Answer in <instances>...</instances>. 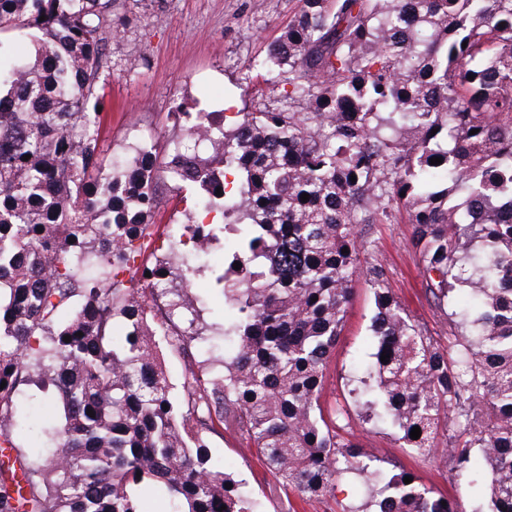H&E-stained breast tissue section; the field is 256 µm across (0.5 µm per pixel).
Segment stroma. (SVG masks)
<instances>
[{
    "instance_id": "obj_1",
    "label": "stroma",
    "mask_w": 512,
    "mask_h": 512,
    "mask_svg": "<svg viewBox=\"0 0 512 512\" xmlns=\"http://www.w3.org/2000/svg\"><path fill=\"white\" fill-rule=\"evenodd\" d=\"M297 10V0H112V13L124 25L119 35L105 39L101 149L112 157L123 156L135 127L157 145L180 137V128L170 119V103L177 97L203 112L229 106L244 112L284 109L282 87L249 76L248 69L267 55ZM156 191L155 224H181L189 216L204 220V211L194 206L198 188L162 178ZM411 232L404 219L359 227L369 245L368 260L382 265L395 300L428 335L443 343L450 331L448 315L465 301L466 293L457 291L454 300L443 304L434 299L419 273ZM374 313L373 291L367 280L358 279L328 363L326 403L346 395L354 366L370 363ZM343 435L378 459L413 471L436 493L459 496L466 510L480 501L478 495L455 490L451 470L439 459L409 454L393 436L366 431L359 419H351ZM210 452L215 465L261 502L263 512H343L363 496L357 480L343 476L336 481L334 497L301 501L277 483L255 452L229 433L213 438Z\"/></svg>"
}]
</instances>
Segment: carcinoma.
I'll return each instance as SVG.
<instances>
[{
    "instance_id": "cac0c4a2",
    "label": "carcinoma",
    "mask_w": 512,
    "mask_h": 512,
    "mask_svg": "<svg viewBox=\"0 0 512 512\" xmlns=\"http://www.w3.org/2000/svg\"><path fill=\"white\" fill-rule=\"evenodd\" d=\"M119 26L112 0H0V33H40L28 57L0 41V512H143L151 488L170 512H261L212 462L226 431L302 497L351 474L365 503L347 512H463L376 464L341 436L347 406L324 404L361 274L376 305L373 362L348 390L361 422L444 452L486 491L473 512H512V223L498 219L512 215V0H298L251 66L288 87V110L200 112L188 142L122 162L101 153L97 111L103 35ZM161 173L220 215L211 323L190 288L194 224L149 247ZM402 209L432 292L471 293L445 347L381 265L361 264L357 226ZM168 355L184 361L177 393ZM31 386L53 393L46 455L18 437Z\"/></svg>"
}]
</instances>
